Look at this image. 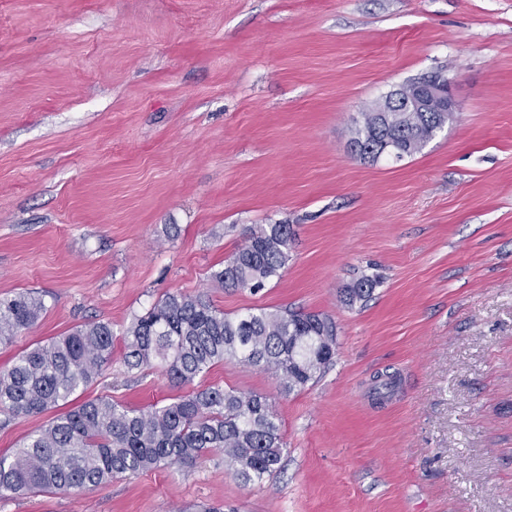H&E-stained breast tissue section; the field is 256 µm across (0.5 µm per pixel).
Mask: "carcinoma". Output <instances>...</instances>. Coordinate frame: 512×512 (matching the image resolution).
Here are the masks:
<instances>
[{
	"label": "carcinoma",
	"mask_w": 512,
	"mask_h": 512,
	"mask_svg": "<svg viewBox=\"0 0 512 512\" xmlns=\"http://www.w3.org/2000/svg\"><path fill=\"white\" fill-rule=\"evenodd\" d=\"M362 118L368 141L393 138L401 159L419 152L453 113L419 112L413 121L403 112H364ZM292 243L290 225L255 224L213 281L225 289L261 288L280 275ZM375 286V279L362 277L343 289L341 301L350 307L366 301ZM45 311L42 297L31 292L0 299V343ZM336 335L335 322L323 314L261 309L229 318L201 294L169 293L127 329L124 364L138 371L157 363L182 385L239 356L294 391L333 364ZM112 347V327L99 321L23 352L0 371V425L68 403L97 380ZM213 450L224 451V461L245 484L276 473L283 440L267 398L208 386L166 405L135 409L96 397L57 414L13 458L0 457V496L79 493L160 466L190 467Z\"/></svg>",
	"instance_id": "cac0c4a2"
}]
</instances>
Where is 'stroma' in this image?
<instances>
[{
	"instance_id": "stroma-1",
	"label": "stroma",
	"mask_w": 512,
	"mask_h": 512,
	"mask_svg": "<svg viewBox=\"0 0 512 512\" xmlns=\"http://www.w3.org/2000/svg\"><path fill=\"white\" fill-rule=\"evenodd\" d=\"M433 73L453 120L403 159L352 155L363 110ZM254 224L292 226L288 263L221 288ZM24 290L47 311L0 369L112 327L78 404L183 395L122 359L168 293L326 315L336 354L290 392L240 358L206 374L267 397L273 476L241 483L215 450L0 512H512V0H0V299ZM375 286V279L368 276L362 277L343 289L341 301L350 307L358 301H366L371 297Z\"/></svg>"
}]
</instances>
